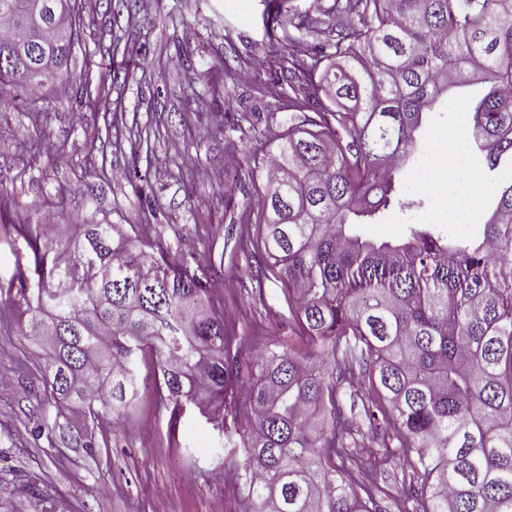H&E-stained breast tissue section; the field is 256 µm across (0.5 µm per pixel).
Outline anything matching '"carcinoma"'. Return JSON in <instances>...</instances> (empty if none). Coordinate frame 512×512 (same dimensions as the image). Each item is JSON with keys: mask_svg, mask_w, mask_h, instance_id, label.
<instances>
[{"mask_svg": "<svg viewBox=\"0 0 512 512\" xmlns=\"http://www.w3.org/2000/svg\"><path fill=\"white\" fill-rule=\"evenodd\" d=\"M42 39L68 43L47 64L70 83L72 0H45ZM19 0H0V87L28 95L39 61L13 53ZM342 23L302 75L322 88L307 128L274 136L262 168L257 249L287 279L289 319L302 346L265 343L243 358L207 288L170 273L112 224H84L66 245L29 242L38 287L24 296L34 334L52 348L47 393L121 420L150 358L160 400L177 426L202 399L239 443L244 512H381L358 477L415 454L405 498L415 512H512V0H335ZM473 115L471 154L492 186L488 219L453 238L410 225L403 241L364 227L403 209L421 134L448 99ZM93 253L99 276L73 288L72 259ZM149 264L139 283L111 268ZM499 269L491 280L489 270ZM361 377L385 409L381 458L347 448L356 432L337 389ZM395 433L399 447L389 446Z\"/></svg>", "mask_w": 512, "mask_h": 512, "instance_id": "cac0c4a2", "label": "carcinoma"}]
</instances>
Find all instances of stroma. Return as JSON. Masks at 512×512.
I'll return each instance as SVG.
<instances>
[{
    "label": "stroma",
    "mask_w": 512,
    "mask_h": 512,
    "mask_svg": "<svg viewBox=\"0 0 512 512\" xmlns=\"http://www.w3.org/2000/svg\"><path fill=\"white\" fill-rule=\"evenodd\" d=\"M334 0H77L71 85L0 112V512H242L240 449L197 410L178 426L157 400L151 365L140 368L134 408L121 423L71 407L33 417L48 346L20 313L38 274L28 242L51 216L63 243L84 224H118L144 250L206 284L213 312L244 346L296 339L286 282L254 255L259 181L269 142L301 113L282 66L335 28ZM292 19L294 40L268 34ZM248 79H241V72ZM210 177L198 171L212 158ZM471 154L454 186L407 182L450 236L484 223L490 192ZM338 400L360 429L348 446L381 443L351 380ZM403 457L366 473L361 491L384 512H407Z\"/></svg>",
    "instance_id": "stroma-1"
}]
</instances>
